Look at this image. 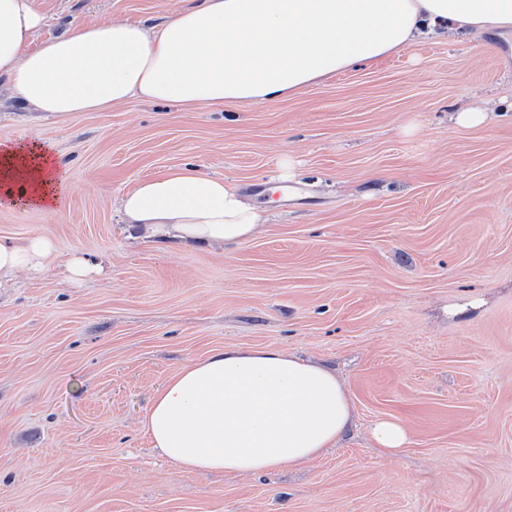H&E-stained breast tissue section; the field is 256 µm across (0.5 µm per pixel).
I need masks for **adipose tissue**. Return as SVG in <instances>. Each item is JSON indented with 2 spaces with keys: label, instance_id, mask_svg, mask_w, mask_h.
<instances>
[{
  "label": "adipose tissue",
  "instance_id": "ef3b65f1",
  "mask_svg": "<svg viewBox=\"0 0 512 512\" xmlns=\"http://www.w3.org/2000/svg\"><path fill=\"white\" fill-rule=\"evenodd\" d=\"M41 21L31 0H0V79L21 104L69 116L136 100L193 109L285 99L425 35L512 33V0H184L156 24L93 23L27 51ZM65 192L47 145H0L5 199L52 212ZM118 211L193 247L242 243L263 222L235 185L188 166L137 180ZM56 257L44 237L0 241V281ZM354 415L331 371L275 346L228 344L166 381L144 429L186 471L260 475L316 460Z\"/></svg>",
  "mask_w": 512,
  "mask_h": 512
}]
</instances>
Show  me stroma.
Returning <instances> with one entry per match:
<instances>
[{
    "label": "stroma",
    "instance_id": "obj_1",
    "mask_svg": "<svg viewBox=\"0 0 512 512\" xmlns=\"http://www.w3.org/2000/svg\"><path fill=\"white\" fill-rule=\"evenodd\" d=\"M182 0H32V46ZM479 109L464 126L455 113ZM49 143L60 212L0 206L102 274L0 286V512H512V35L432 39L296 96L221 111L134 101L61 118L0 91V142ZM290 161L282 170V161ZM189 166L270 218L207 251L122 224L142 177ZM273 345L334 370L355 424L314 463L190 473L143 427L181 366ZM394 417L410 442L369 433ZM371 433L378 448L387 455L405 448L409 441L406 428L392 418H379L371 426Z\"/></svg>",
    "mask_w": 512,
    "mask_h": 512
}]
</instances>
